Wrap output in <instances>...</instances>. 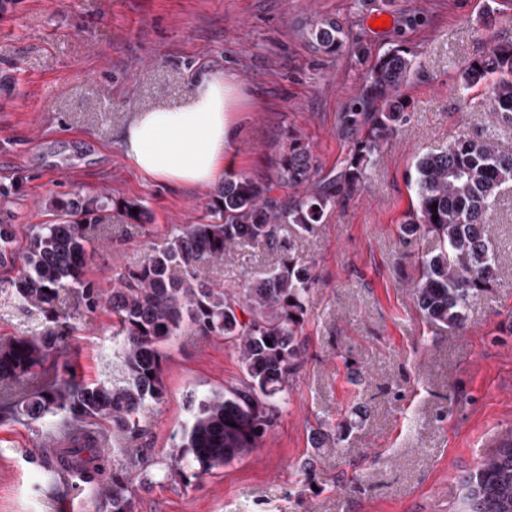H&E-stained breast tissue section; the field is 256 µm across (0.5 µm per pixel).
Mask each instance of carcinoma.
Instances as JSON below:
<instances>
[{
  "mask_svg": "<svg viewBox=\"0 0 512 512\" xmlns=\"http://www.w3.org/2000/svg\"><path fill=\"white\" fill-rule=\"evenodd\" d=\"M336 23L322 20L311 28L313 44L329 49L340 41ZM412 61L396 49L385 54L369 77L366 96L375 112L355 143L337 184L312 186L313 157L297 139L284 150L273 176L258 180L246 173L224 177L208 203L210 221L177 224L168 245L149 254L135 270L104 295L86 278L88 247L100 231L99 213L112 209L106 193L60 203L57 224H31L24 247L16 230L0 225V290L23 310L37 311L52 324L41 336L0 341V422L23 416L30 422L52 418L46 429L81 432L88 447L71 448L64 462L83 471L100 489L103 512H132L136 489L153 483L155 458L141 448H126L120 467L94 447L91 426L107 420L134 441L145 429L137 415L147 401L163 398L162 344L185 327L201 336L224 339L239 349L240 383L213 390L188 405L189 420L173 439L164 479L187 486L212 470L244 457L259 446L273 421L288 407L290 387L302 367L306 298L315 288L313 266L293 245L280 239L293 224L311 234L336 196L357 188L367 176L370 157L405 120L397 100L412 75ZM465 90H479L500 124L512 125V41L492 35L485 55L469 61L460 74ZM415 206L400 226L405 236L437 241L420 260V276L411 298L428 322L461 328L472 298L495 280L499 260L487 236L485 216L498 190L512 183V153L496 135H461L440 152L417 158L408 177ZM304 188L291 200L271 196V185ZM437 208H432V205ZM247 240L278 245L284 256L277 268L247 277L241 284L215 288L199 279V267L222 261ZM76 291L88 311H112V338L118 345L112 377L88 384L74 366L39 377L58 357L71 315L56 309L61 294ZM271 343H266V340ZM112 476H107V472ZM464 512H512V437L462 479Z\"/></svg>",
  "mask_w": 512,
  "mask_h": 512,
  "instance_id": "obj_1",
  "label": "carcinoma"
}]
</instances>
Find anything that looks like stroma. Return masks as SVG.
Instances as JSON below:
<instances>
[{
  "mask_svg": "<svg viewBox=\"0 0 512 512\" xmlns=\"http://www.w3.org/2000/svg\"><path fill=\"white\" fill-rule=\"evenodd\" d=\"M387 27L375 29L374 17ZM341 29L336 47L309 45L318 21ZM512 41V0H0V224L25 236L57 221L58 202L108 193L86 276L110 292L175 224L206 222L215 187L155 181L132 167L121 130L133 112L185 98L221 74L235 88L231 148L237 171L266 177L293 138L309 144L315 181L335 178L365 133L364 85L378 58L403 50L414 72L401 88L406 122L371 161L370 177L338 196L315 234L284 225L319 282L304 323V363L288 408L251 454L202 481H155L133 512H462L461 479L475 446L512 429V183L487 215L501 267L471 300L462 330L427 323L409 294L429 237L399 232L415 199L416 159L458 134L495 129L512 152V126L459 91V74L489 34ZM141 203L136 222L120 203ZM282 252L250 242L205 266L217 287L277 267ZM58 307L75 329L61 341L87 381L112 374V314ZM46 323L0 292V338L38 336ZM165 394L139 410L137 447L167 462L190 392L243 376L238 350L186 329L163 345ZM351 416L338 444L314 447L321 423ZM81 436H46L38 424H0V512H102L94 486L47 477V448Z\"/></svg>",
  "mask_w": 512,
  "mask_h": 512,
  "instance_id": "1",
  "label": "stroma"
}]
</instances>
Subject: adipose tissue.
<instances>
[{"instance_id": "obj_1", "label": "adipose tissue", "mask_w": 512, "mask_h": 512, "mask_svg": "<svg viewBox=\"0 0 512 512\" xmlns=\"http://www.w3.org/2000/svg\"><path fill=\"white\" fill-rule=\"evenodd\" d=\"M232 86L224 76L195 85L183 103L139 113L123 134L127 158L142 173L174 184L212 183L231 171Z\"/></svg>"}]
</instances>
